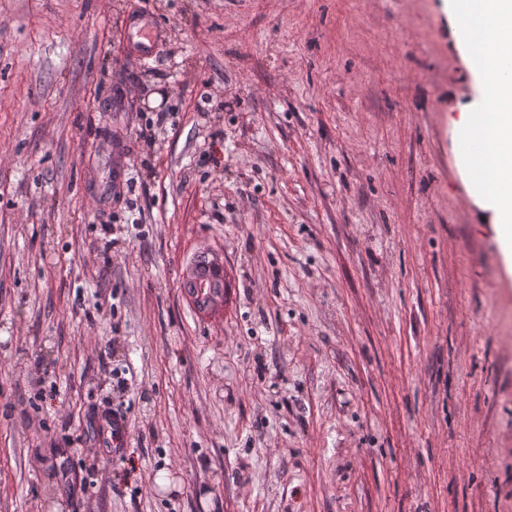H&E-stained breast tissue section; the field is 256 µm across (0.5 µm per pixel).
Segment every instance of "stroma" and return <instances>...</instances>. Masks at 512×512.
Returning <instances> with one entry per match:
<instances>
[{
  "label": "stroma",
  "mask_w": 512,
  "mask_h": 512,
  "mask_svg": "<svg viewBox=\"0 0 512 512\" xmlns=\"http://www.w3.org/2000/svg\"><path fill=\"white\" fill-rule=\"evenodd\" d=\"M474 97L443 0H0V512H512ZM112 416H117L118 414L112 411ZM109 416L102 423V444L104 447L108 446L109 448H122L126 445L127 437H126V423L122 421L120 418L117 420ZM112 419L114 420V424L112 423ZM113 433V434H112Z\"/></svg>",
  "instance_id": "obj_1"
}]
</instances>
